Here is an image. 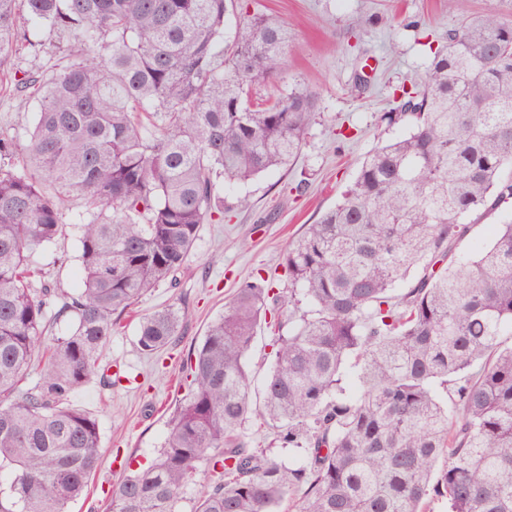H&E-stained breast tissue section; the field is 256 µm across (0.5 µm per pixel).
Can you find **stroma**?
<instances>
[{"mask_svg":"<svg viewBox=\"0 0 512 512\" xmlns=\"http://www.w3.org/2000/svg\"><path fill=\"white\" fill-rule=\"evenodd\" d=\"M251 6L283 22L289 35L282 74L259 86V94L275 97L304 84L321 98L320 117L291 166L225 187L227 202L244 197L247 207L225 213L223 223L202 225L176 283L149 292L113 332L100 364L120 372V383L106 387L94 379L71 394L70 404L99 424L102 465L68 512H103L113 483L155 458L185 394L182 361L239 285L271 276L276 291L287 294L282 262L289 244L336 203L366 153L402 133L379 116L396 107L399 87L423 80L430 46L443 44L464 16L492 7L512 21V0H251ZM359 73L368 80L362 92L354 88ZM36 108L31 98L1 91L0 133L25 136ZM302 180L307 187L300 192ZM32 261L50 270V287L80 288L76 226L64 224ZM168 305L184 313L182 339L145 356L137 345L138 318Z\"/></svg>","mask_w":512,"mask_h":512,"instance_id":"obj_1","label":"stroma"}]
</instances>
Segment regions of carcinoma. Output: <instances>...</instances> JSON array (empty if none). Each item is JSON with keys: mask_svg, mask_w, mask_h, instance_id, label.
Listing matches in <instances>:
<instances>
[{"mask_svg": "<svg viewBox=\"0 0 512 512\" xmlns=\"http://www.w3.org/2000/svg\"><path fill=\"white\" fill-rule=\"evenodd\" d=\"M46 29L67 45L41 73L14 58ZM288 53L249 0H0V89L38 99L25 144L0 135V512H64L101 465L96 419L69 394L142 296L173 281L200 226L224 221L219 183L288 166L320 116L300 85L253 87ZM380 121L407 132L369 152L341 198L289 246L288 310L272 282L238 288L186 359L189 391L156 459L112 485L109 512H512V219L471 257V225L512 199V24L466 17ZM78 202L82 288H35L29 252ZM406 283L398 291L400 283ZM181 308L138 323L154 355ZM59 325L28 382L47 322ZM274 333L263 404L248 355ZM355 374L362 392L348 394ZM273 430L293 465L251 448ZM204 491L187 495L199 463Z\"/></svg>", "mask_w": 512, "mask_h": 512, "instance_id": "1", "label": "carcinoma"}]
</instances>
